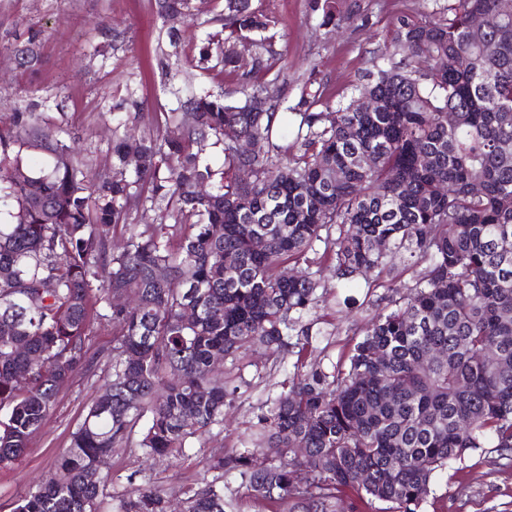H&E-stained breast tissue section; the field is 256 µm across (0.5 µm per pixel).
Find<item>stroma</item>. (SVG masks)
Instances as JSON below:
<instances>
[{
	"label": "stroma",
	"instance_id": "obj_1",
	"mask_svg": "<svg viewBox=\"0 0 512 512\" xmlns=\"http://www.w3.org/2000/svg\"><path fill=\"white\" fill-rule=\"evenodd\" d=\"M276 22L272 58L281 70L277 87L285 106L297 107L303 85L318 90L324 103L349 101L351 86L378 56L400 14L431 15L435 0H336L331 22H324L314 0H253ZM220 0H192L188 16L160 17L153 0H0V113L40 114L58 140L74 146L84 161L87 183L113 164L112 142L122 136L115 114L135 113L136 132L154 136L166 112L187 98L224 92L239 96L240 74L250 69L260 48L236 44L238 71H204L196 59L206 35L220 24ZM120 33L107 39L105 28ZM180 41L170 47L168 32ZM35 44L39 62L20 64L15 51ZM324 289L302 323L309 329L305 349L289 347L273 355L255 346L224 364L233 393L223 424L194 440L184 455L149 459L135 448L117 450L103 467L106 492L120 498L132 486L149 483L173 500L194 487L201 459L253 447L258 415L281 391L296 361L325 371L348 354L372 317L391 295L390 282H410L413 271L395 263L377 281L336 279L330 263L319 266ZM106 370L80 373L58 396L46 424L30 439L22 461L0 470V512L46 478L54 458L68 448L89 407L104 392ZM434 493L422 512H512V461L494 442L435 476Z\"/></svg>",
	"mask_w": 512,
	"mask_h": 512
}]
</instances>
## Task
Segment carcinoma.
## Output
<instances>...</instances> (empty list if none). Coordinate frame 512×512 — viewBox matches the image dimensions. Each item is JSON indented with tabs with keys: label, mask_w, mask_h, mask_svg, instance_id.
I'll list each match as a JSON object with an SVG mask.
<instances>
[{
	"label": "carcinoma",
	"mask_w": 512,
	"mask_h": 512,
	"mask_svg": "<svg viewBox=\"0 0 512 512\" xmlns=\"http://www.w3.org/2000/svg\"><path fill=\"white\" fill-rule=\"evenodd\" d=\"M155 9L188 15L191 0ZM435 14L392 22L390 44L362 76L377 109L353 100L326 122L321 98L302 88L294 154L277 142L270 88L280 74L261 53L242 75L244 100H191L183 117L168 116L162 145L124 137L92 187L71 161L28 168L25 137L53 131L34 112L10 114L17 132L0 135V209L10 217L0 221V470L24 455L72 378L98 364L94 324L115 331L107 397L13 512H104L107 477L91 480L100 459L133 442L147 458L175 457L223 423L227 389L213 358L288 345L320 280L278 268L315 264L321 243L340 279H379L382 240L417 271L333 372L296 366L260 416L255 447L201 460L197 487L176 506L136 486L115 512H228V474L266 512H339L350 489L382 512H421L435 474L489 439L512 450V0H441ZM476 19L492 54L469 38ZM272 23L252 0H224L198 67L236 69L234 45L268 40ZM462 55L471 69H459ZM208 146L224 168L203 158ZM143 199L160 223L134 224L111 247L112 226ZM116 294L134 302L117 306ZM297 467L309 474L303 486Z\"/></svg>",
	"instance_id": "1"
}]
</instances>
